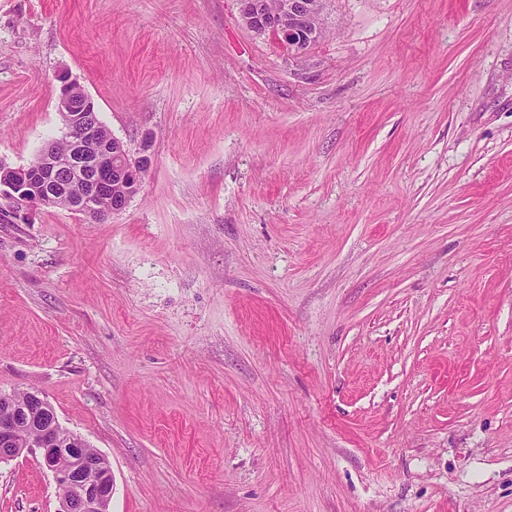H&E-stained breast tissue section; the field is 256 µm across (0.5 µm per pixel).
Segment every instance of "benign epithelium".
<instances>
[{
    "label": "benign epithelium",
    "mask_w": 512,
    "mask_h": 512,
    "mask_svg": "<svg viewBox=\"0 0 512 512\" xmlns=\"http://www.w3.org/2000/svg\"><path fill=\"white\" fill-rule=\"evenodd\" d=\"M242 23L258 37L273 36L294 56H303L318 39L313 8L308 0H284L267 10L262 0H237ZM60 83L55 108L63 135L47 143L27 165L0 162V187L10 198L31 209L56 208L89 219L103 220L127 206L138 194L142 174L150 166L148 143L140 155L131 154L101 122L93 99L66 72ZM109 200V206L100 202ZM20 435L27 447L15 448ZM36 452L50 472L57 489L55 512H110L113 495L112 469L107 459L89 448L76 432L64 427L49 401L38 392L0 416V462ZM66 458V463L58 462Z\"/></svg>",
    "instance_id": "7a95c632"
}]
</instances>
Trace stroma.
Listing matches in <instances>:
<instances>
[{"instance_id":"1","label":"stroma","mask_w":512,"mask_h":512,"mask_svg":"<svg viewBox=\"0 0 512 512\" xmlns=\"http://www.w3.org/2000/svg\"><path fill=\"white\" fill-rule=\"evenodd\" d=\"M0 0V162L69 72L131 152L102 221L0 195V392L99 450L110 512H512V0ZM38 455L0 512H54ZM237 0L242 23L256 36H274L294 56H303L321 34V10H315L308 0ZM281 4V5H280ZM313 15V20H312ZM315 42V43H316Z\"/></svg>"}]
</instances>
